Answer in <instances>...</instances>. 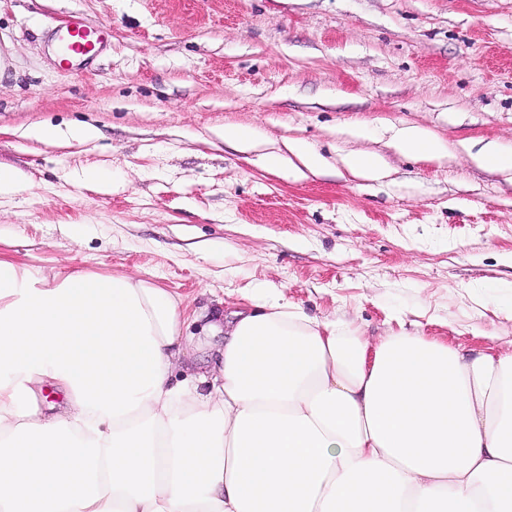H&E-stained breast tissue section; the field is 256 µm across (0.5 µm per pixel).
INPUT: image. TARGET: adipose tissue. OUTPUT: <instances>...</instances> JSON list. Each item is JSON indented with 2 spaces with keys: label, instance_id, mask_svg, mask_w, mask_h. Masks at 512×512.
I'll use <instances>...</instances> for the list:
<instances>
[{
  "label": "adipose tissue",
  "instance_id": "1",
  "mask_svg": "<svg viewBox=\"0 0 512 512\" xmlns=\"http://www.w3.org/2000/svg\"><path fill=\"white\" fill-rule=\"evenodd\" d=\"M248 300L196 371L180 296L0 259V512H512V349Z\"/></svg>",
  "mask_w": 512,
  "mask_h": 512
}]
</instances>
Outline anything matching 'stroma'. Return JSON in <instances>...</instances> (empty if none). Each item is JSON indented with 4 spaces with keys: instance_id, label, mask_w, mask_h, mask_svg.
Listing matches in <instances>:
<instances>
[{
    "instance_id": "35a3bbf8",
    "label": "stroma",
    "mask_w": 512,
    "mask_h": 512,
    "mask_svg": "<svg viewBox=\"0 0 512 512\" xmlns=\"http://www.w3.org/2000/svg\"><path fill=\"white\" fill-rule=\"evenodd\" d=\"M72 21L111 37L71 71L50 35ZM42 125L96 135L50 144ZM411 126L447 156L396 150ZM489 141L512 152V0H0V165L22 177L0 258L144 277L193 319L263 288L372 342L511 343L512 171L468 153ZM292 142L325 169L263 164ZM344 164L353 174L366 178H377L382 172V161L376 155H347Z\"/></svg>"
}]
</instances>
